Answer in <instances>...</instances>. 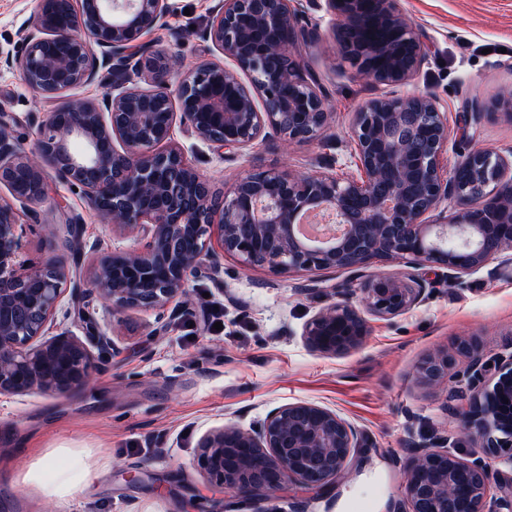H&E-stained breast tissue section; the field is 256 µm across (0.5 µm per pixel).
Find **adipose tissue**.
Masks as SVG:
<instances>
[{
  "instance_id": "obj_1",
  "label": "adipose tissue",
  "mask_w": 512,
  "mask_h": 512,
  "mask_svg": "<svg viewBox=\"0 0 512 512\" xmlns=\"http://www.w3.org/2000/svg\"><path fill=\"white\" fill-rule=\"evenodd\" d=\"M106 457H94L78 448H55L35 453L12 476L14 487L34 497L37 504L64 508L106 466Z\"/></svg>"
}]
</instances>
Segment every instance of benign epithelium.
<instances>
[{"mask_svg": "<svg viewBox=\"0 0 512 512\" xmlns=\"http://www.w3.org/2000/svg\"><path fill=\"white\" fill-rule=\"evenodd\" d=\"M332 16L343 59L357 76L402 82L425 54L422 35L397 0H323ZM57 0H38L23 48L4 58L26 83L51 97L90 83L106 71L112 90L102 99L68 103L37 129L38 156L22 155L11 116L0 113V395L32 390L65 394L87 386L96 361L89 345L112 344L93 313H82L86 340L65 330L47 336L69 278L55 257L22 260L20 218L37 219L45 168L83 187L111 223L112 236L136 237L138 247L97 250L85 286L72 297H91L114 315L165 310L186 296L192 279L214 269L211 235L226 255L247 267L279 272L359 271L374 260L408 268L400 276L376 275L363 289L366 311L390 319L414 307L423 281L414 270L435 266L448 280L512 251V224H484V210L512 211V156L487 150L464 160L473 182L444 176L441 158L448 124L430 94L373 99L354 116L355 165L361 177L333 174L294 177L266 170L250 174L220 194L172 144L179 123L199 141L241 151L275 135L301 142L320 136L330 112L316 79L290 57L299 39L316 36L298 27L289 0H223L212 12L206 40L237 69L207 62L170 82L164 57H151L141 38L166 26L171 0H78L69 22H48ZM152 71L150 90L132 77ZM250 77L245 84L240 73ZM452 198L457 214L439 211ZM328 209L344 225L331 243L297 236L301 218ZM369 334L365 318L346 301L333 303L305 324L307 346L329 356L360 347ZM471 363L448 392L468 401L462 429L482 448L468 458L436 442H414L404 473L408 512H512V475L495 482L484 460L512 469V353L485 358L473 339L455 352L438 349L415 370L428 388L448 387L454 353ZM359 430L336 411L294 402L272 409L254 428L227 424L198 442V467L233 498H254L296 482L322 492L343 477L359 456Z\"/></svg>", "mask_w": 512, "mask_h": 512, "instance_id": "benign-epithelium-1", "label": "benign epithelium"}]
</instances>
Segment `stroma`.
Segmentation results:
<instances>
[{
  "mask_svg": "<svg viewBox=\"0 0 512 512\" xmlns=\"http://www.w3.org/2000/svg\"><path fill=\"white\" fill-rule=\"evenodd\" d=\"M166 30L143 44L169 58L172 77L201 63L220 60L204 41L218 0H173ZM302 24L317 29L314 41L298 43L295 58L326 95L328 129L303 142L257 141L223 153L175 126L172 141L213 188L264 170L308 176L335 170L356 174L353 120L374 98L433 94L448 120V150L441 165L452 173L473 150L512 154V119H471L472 105L487 106L512 95V0H398L408 22L430 47L407 81L377 83L358 78L339 52L332 19L311 0H292ZM37 0H0V54L20 49L35 21ZM112 86L100 78L51 99L32 89L18 70L0 66V113L13 116L12 132L25 152L35 133L62 101L97 99ZM39 221L20 234L22 255L39 263L52 255L51 241L69 216L80 220L79 243L64 260L72 279L85 278L94 243L109 244L112 232L83 191L47 173ZM214 275L189 284L186 305L172 318L133 310L96 320L113 347L97 353L99 369L77 392L37 391L0 395V448L15 449L23 467L30 454L23 441L42 448H89L104 452L108 465L68 512H227L229 498L196 466L197 444L209 429L260 423L273 408L310 402L336 410L367 439L368 450L329 490L287 485L239 512H393L403 499L409 443L444 437L454 453L471 455L468 439L444 394L415 376L420 360L463 338L484 355L512 352V266L492 260L448 282L441 269L419 271L423 300L391 319L368 317L365 342L346 354L310 350L306 322L320 309L347 301L361 306L370 277L402 273L401 264L373 261L361 274L346 270L277 273L249 268L218 255ZM223 311L222 330L207 327L209 307Z\"/></svg>",
  "mask_w": 512,
  "mask_h": 512,
  "instance_id": "obj_1",
  "label": "stroma"
}]
</instances>
